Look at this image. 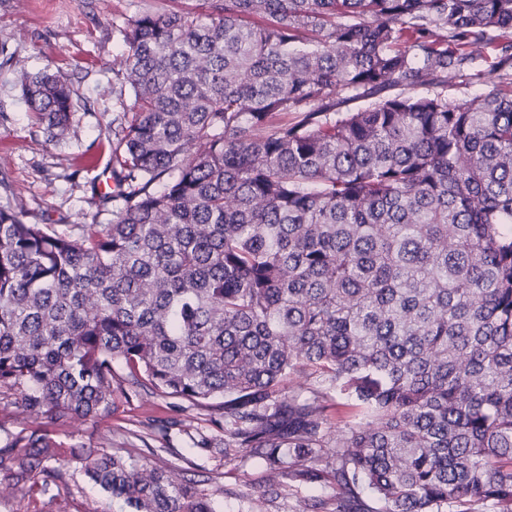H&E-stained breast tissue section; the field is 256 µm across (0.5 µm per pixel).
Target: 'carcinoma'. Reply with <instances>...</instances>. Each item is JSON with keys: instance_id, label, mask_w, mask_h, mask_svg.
<instances>
[{"instance_id": "obj_1", "label": "carcinoma", "mask_w": 512, "mask_h": 512, "mask_svg": "<svg viewBox=\"0 0 512 512\" xmlns=\"http://www.w3.org/2000/svg\"><path fill=\"white\" fill-rule=\"evenodd\" d=\"M206 2L119 27L112 223L71 239L0 206V483L23 512L72 469L128 512H217L174 448L158 464L50 429L147 385L224 397V448L263 459L268 494L331 478L313 512H368L365 491L512 512V0ZM16 88L66 137V80ZM306 371L309 394L279 397ZM331 390L362 411L333 436Z\"/></svg>"}]
</instances>
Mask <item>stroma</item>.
Segmentation results:
<instances>
[{"mask_svg":"<svg viewBox=\"0 0 512 512\" xmlns=\"http://www.w3.org/2000/svg\"><path fill=\"white\" fill-rule=\"evenodd\" d=\"M201 10V0H9L0 8V42L15 54L0 70V178L30 223L44 224L77 238L84 225L108 224L115 203L101 204L100 184L112 179V156L99 141L130 120L112 93L121 68L125 18L138 9ZM48 71L71 82L77 107L69 136L54 143L34 124L14 83L20 72ZM166 436H158V426ZM66 442L89 448L111 440L125 448H174L191 459L201 477L218 476L224 488L222 512H249L267 488L263 461L240 452L224 455L203 449V441H224L220 411L179 397L144 391L121 401L101 422L77 421L60 431ZM325 480L302 485L266 503L264 512H306L311 500L334 497Z\"/></svg>","mask_w":512,"mask_h":512,"instance_id":"obj_1","label":"stroma"}]
</instances>
